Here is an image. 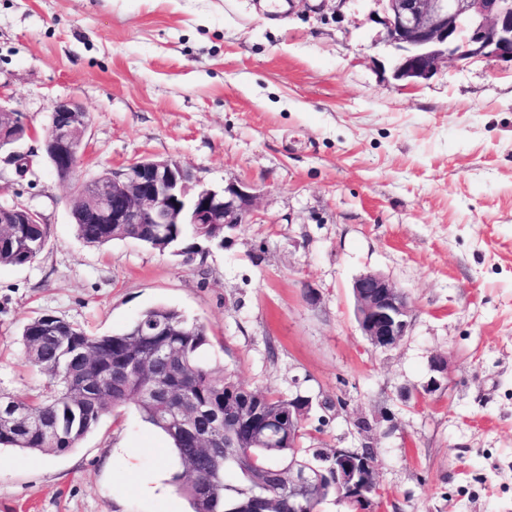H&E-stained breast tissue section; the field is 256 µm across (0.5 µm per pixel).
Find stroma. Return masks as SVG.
<instances>
[{
    "label": "stroma",
    "instance_id": "obj_1",
    "mask_svg": "<svg viewBox=\"0 0 512 512\" xmlns=\"http://www.w3.org/2000/svg\"><path fill=\"white\" fill-rule=\"evenodd\" d=\"M381 14L379 0H0V102L40 131L52 102L78 101L82 180L149 157L256 196L252 223L189 262L93 247L25 139L33 164L0 161V203L41 213L49 237L33 263L0 266V396L44 389L21 344L35 317L104 334L164 305L205 326L210 366L312 398L303 447L373 449L372 512H512V65L448 62L406 84ZM368 271L410 296L391 350L354 318ZM176 469L128 405L68 452L0 449V512H189Z\"/></svg>",
    "mask_w": 512,
    "mask_h": 512
}]
</instances>
